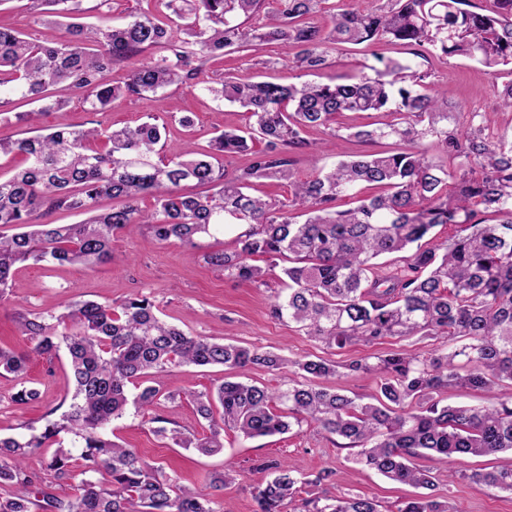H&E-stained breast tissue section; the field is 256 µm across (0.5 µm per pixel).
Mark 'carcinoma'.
<instances>
[{
  "label": "carcinoma",
  "instance_id": "obj_1",
  "mask_svg": "<svg viewBox=\"0 0 512 512\" xmlns=\"http://www.w3.org/2000/svg\"><path fill=\"white\" fill-rule=\"evenodd\" d=\"M84 0H41L66 20L69 39L46 45L0 28V98L20 94L38 105L18 116L36 124L64 105L48 94L66 82L86 93L90 112H106L121 100L155 98L167 87L203 90L217 101L249 113L243 129H224L213 152L187 143L159 146L166 124L76 130L63 121L48 134L0 140V155H18L24 166L0 178V298L16 265L57 261L93 268L112 261V237L145 224L159 242L196 245L246 224L237 248L204 255L230 279L264 283L276 261L288 263V287L275 297L271 314L295 323L328 348L375 345L387 338L430 339L429 351L402 349L340 364L329 358L286 359L279 354L195 336L163 320L154 303L137 295L119 306L91 300L67 303L64 311L20 317L23 334L36 340L27 353L0 349V374H23L32 355L64 348L74 383L67 411L39 435L0 437V482L15 494L0 500V512H31L40 494L52 512H224L215 502L182 486L164 468L107 435L128 405L142 412L173 402L164 376L174 368L221 365L243 373L264 367L283 374L271 389L225 381L208 392L184 391L207 432L196 436L174 421L152 415L153 432L181 448L210 456L224 448V434L246 439L313 426L354 450V461L399 483L430 489L437 476L414 463L433 454L449 457L512 453V140L488 132L481 113L448 124V101L430 74L397 58H377L376 77L364 72L335 85H283L227 77L203 78L206 63L224 50L244 52L254 43L298 48L296 62L308 72L326 65L344 44L383 40L409 54L462 56L490 69L503 106L512 109V0H492L484 9L471 0H370L364 12L347 11L324 30L302 22L322 0H160L170 23L146 10L129 14L119 27L105 22L112 0L93 10L103 22L86 26ZM150 51L149 62L130 70L122 85L112 65ZM346 112H384L374 127H347L343 140H394L397 153L343 159L307 180L293 179L295 155L308 149L310 130L336 135V117ZM267 141L264 150L253 141ZM441 155H428V148ZM247 154L232 174L216 154ZM289 183L292 198L268 201L249 193L254 182ZM186 182L214 187L204 197L177 192ZM381 193L360 196L362 186ZM150 194L151 210L139 207ZM103 197L119 201L98 211ZM341 197L354 206L338 210ZM65 209L87 216L79 224L31 225L33 215ZM454 225L448 242L423 240L438 226ZM402 255L403 266L379 274L375 260ZM270 261L264 268L256 258ZM373 378L376 394L364 402L325 381L340 370ZM462 387L486 394L480 406H450L439 394ZM172 428H167V425ZM57 445L35 481L26 458ZM332 471L303 475L270 466L269 478L253 489L255 512H380L372 498L332 495L322 485ZM75 481L64 499L45 491ZM461 481L512 495V468L448 471ZM395 512H450L431 496L401 501Z\"/></svg>",
  "mask_w": 512,
  "mask_h": 512
}]
</instances>
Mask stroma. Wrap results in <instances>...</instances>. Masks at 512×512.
<instances>
[{"instance_id":"35a3bbf8","label":"stroma","mask_w":512,"mask_h":512,"mask_svg":"<svg viewBox=\"0 0 512 512\" xmlns=\"http://www.w3.org/2000/svg\"><path fill=\"white\" fill-rule=\"evenodd\" d=\"M0 26L47 44L62 41L66 36L63 27L34 7L33 0H8L1 5ZM399 52V47L385 42L349 45L330 57L321 70L307 75L292 64L295 48L268 44L216 56L208 63L206 73L214 78L245 75L257 81L284 84L308 80L334 84L342 76L361 70L363 65L374 64L376 57H395ZM424 67L431 72L449 106L464 105L483 113L494 131L512 134V110L501 106L493 79L482 64L464 57L432 55ZM52 93L65 101L66 107L61 113H45L40 119L44 129L61 120L77 128L136 125L151 114L166 122L168 143L187 140L194 149L205 151L218 130L241 128L248 122L244 109L180 85L166 88L160 100H123L108 112L86 111L81 93L68 85L54 86ZM183 115L192 117L191 128L179 125L178 119ZM234 248V237L230 234L220 242L200 238L193 248L161 243L141 224L114 236L109 264L92 269L56 262L20 265L8 295L0 299V348L15 352L31 350L32 340L22 335L17 324L24 314L57 312L70 300H93L115 306L144 293L152 297L168 322L220 342L271 351L289 359L313 355L346 361L367 355V348L362 346L338 352L324 349L288 322L272 318L269 307L282 287L277 275H270L268 285L257 287L225 278L223 270L203 259L210 251ZM239 377V372L221 366L182 367L169 373L165 384L172 390L190 387L206 391ZM24 384L39 389L38 400L26 404L13 401V394ZM73 392L67 357L61 350L34 359L23 378L0 377V436L41 433L48 422L59 419L67 410ZM109 435L112 440L137 449L147 459L159 462L180 484L223 503L227 512H254L252 489L266 480L268 472L263 464L267 461L287 462L304 474L332 470L330 493L373 498L381 512H393L399 501L415 493L411 486L389 481L373 470L355 465L349 451L336 448L324 434L311 427L253 440L229 432L224 436L223 453L213 457L169 444L154 435L141 416L133 412L113 421ZM228 464L235 470L233 481L226 483L223 490L213 489L210 474L223 471ZM432 495L448 502L452 512H512V495L474 484H451L441 478Z\"/></svg>"}]
</instances>
